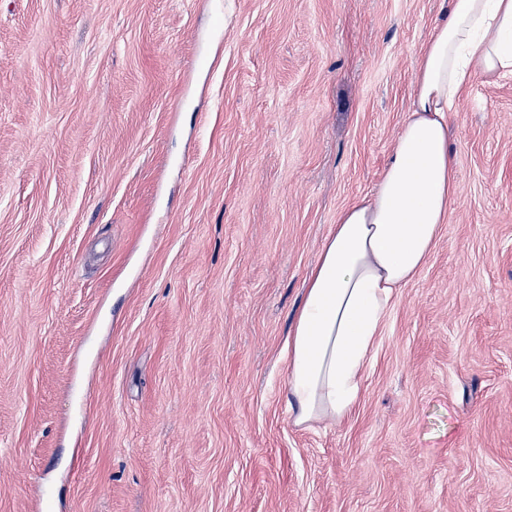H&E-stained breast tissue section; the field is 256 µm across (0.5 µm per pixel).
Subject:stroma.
<instances>
[{
  "mask_svg": "<svg viewBox=\"0 0 512 512\" xmlns=\"http://www.w3.org/2000/svg\"><path fill=\"white\" fill-rule=\"evenodd\" d=\"M448 0H0V512H512V76L359 403L284 344Z\"/></svg>",
  "mask_w": 512,
  "mask_h": 512,
  "instance_id": "35a3bbf8",
  "label": "stroma"
}]
</instances>
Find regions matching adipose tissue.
Wrapping results in <instances>:
<instances>
[{"instance_id":"ef3b65f1","label":"adipose tissue","mask_w":512,"mask_h":512,"mask_svg":"<svg viewBox=\"0 0 512 512\" xmlns=\"http://www.w3.org/2000/svg\"><path fill=\"white\" fill-rule=\"evenodd\" d=\"M508 74L512 0H449L373 195L338 213L305 283L285 346L295 425L353 412L394 299L428 264L456 202L449 114L474 76Z\"/></svg>"}]
</instances>
